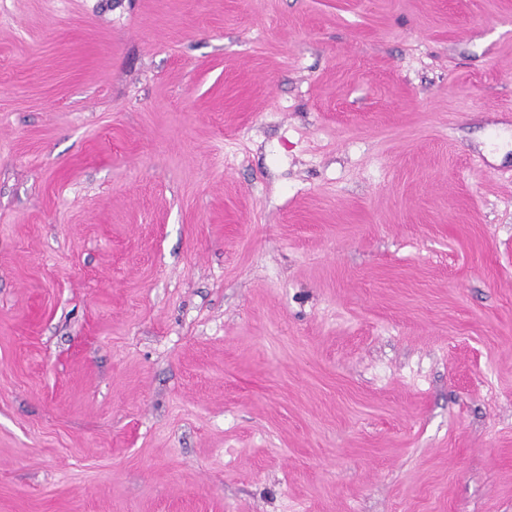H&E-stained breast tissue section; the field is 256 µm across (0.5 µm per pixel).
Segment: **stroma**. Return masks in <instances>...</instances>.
Returning a JSON list of instances; mask_svg holds the SVG:
<instances>
[{
  "label": "stroma",
  "mask_w": 512,
  "mask_h": 512,
  "mask_svg": "<svg viewBox=\"0 0 512 512\" xmlns=\"http://www.w3.org/2000/svg\"><path fill=\"white\" fill-rule=\"evenodd\" d=\"M512 0H0V512H512Z\"/></svg>",
  "instance_id": "1"
}]
</instances>
